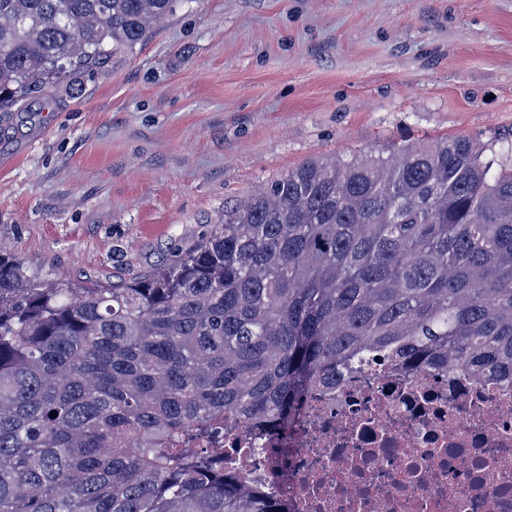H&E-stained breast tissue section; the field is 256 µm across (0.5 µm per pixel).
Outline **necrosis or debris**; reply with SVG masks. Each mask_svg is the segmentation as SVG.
Returning <instances> with one entry per match:
<instances>
[{
    "instance_id": "4bbe7bcc",
    "label": "necrosis or debris",
    "mask_w": 512,
    "mask_h": 512,
    "mask_svg": "<svg viewBox=\"0 0 512 512\" xmlns=\"http://www.w3.org/2000/svg\"><path fill=\"white\" fill-rule=\"evenodd\" d=\"M224 465L285 512H512V377L387 363L313 385L291 418L225 422Z\"/></svg>"
}]
</instances>
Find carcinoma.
Masks as SVG:
<instances>
[{
    "label": "carcinoma",
    "mask_w": 512,
    "mask_h": 512,
    "mask_svg": "<svg viewBox=\"0 0 512 512\" xmlns=\"http://www.w3.org/2000/svg\"><path fill=\"white\" fill-rule=\"evenodd\" d=\"M177 2L0 0V112L149 40ZM379 356L512 371V141L305 160L112 285L48 287L0 251V512H282L189 444L274 425Z\"/></svg>",
    "instance_id": "1"
}]
</instances>
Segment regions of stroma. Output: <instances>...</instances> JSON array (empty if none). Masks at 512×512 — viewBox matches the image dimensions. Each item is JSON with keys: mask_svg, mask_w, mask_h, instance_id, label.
<instances>
[{"mask_svg": "<svg viewBox=\"0 0 512 512\" xmlns=\"http://www.w3.org/2000/svg\"><path fill=\"white\" fill-rule=\"evenodd\" d=\"M0 133V249L133 279L306 159L511 135L512 0H179Z\"/></svg>", "mask_w": 512, "mask_h": 512, "instance_id": "obj_1", "label": "stroma"}]
</instances>
